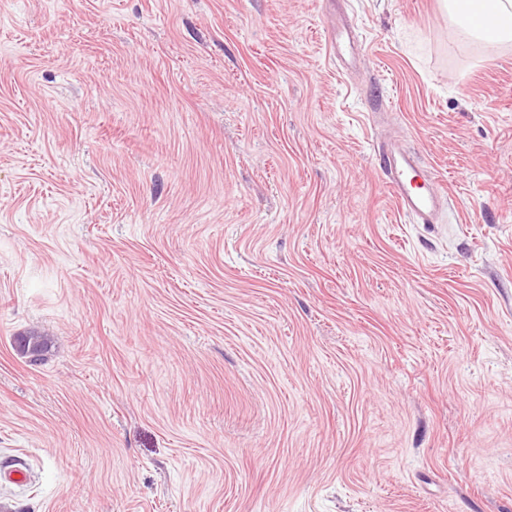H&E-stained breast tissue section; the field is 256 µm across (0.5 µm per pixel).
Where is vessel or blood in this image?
Here are the masks:
<instances>
[{
	"instance_id": "vessel-or-blood-1",
	"label": "vessel or blood",
	"mask_w": 512,
	"mask_h": 512,
	"mask_svg": "<svg viewBox=\"0 0 512 512\" xmlns=\"http://www.w3.org/2000/svg\"><path fill=\"white\" fill-rule=\"evenodd\" d=\"M328 46L332 53L357 58L361 47L341 27L331 30ZM378 166L391 188L401 214L413 224L438 223L446 205V196L435 186L431 170L412 148L391 145L378 150Z\"/></svg>"
}]
</instances>
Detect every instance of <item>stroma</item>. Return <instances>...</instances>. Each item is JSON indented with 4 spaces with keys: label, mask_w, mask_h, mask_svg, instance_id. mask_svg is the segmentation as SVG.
Instances as JSON below:
<instances>
[{
    "label": "stroma",
    "mask_w": 512,
    "mask_h": 512,
    "mask_svg": "<svg viewBox=\"0 0 512 512\" xmlns=\"http://www.w3.org/2000/svg\"><path fill=\"white\" fill-rule=\"evenodd\" d=\"M0 512H512V46L439 0H0ZM328 46L333 55L347 54L350 61L356 60L362 48V46L350 36L346 29L338 26H336V28L333 27L328 34ZM375 156L400 213L412 224H437L447 198L437 191L433 174L420 154L409 147L391 145L379 149ZM17 347L20 355L27 359L29 358L28 362L36 364L44 360L45 353L48 350V339L46 336L30 333L27 336H19L17 338ZM35 353L40 355L39 360H30L31 356Z\"/></svg>",
    "instance_id": "stroma-1"
}]
</instances>
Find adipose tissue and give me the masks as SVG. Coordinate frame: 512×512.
I'll list each match as a JSON object with an SVG mask.
<instances>
[{"label":"adipose tissue","mask_w":512,"mask_h":512,"mask_svg":"<svg viewBox=\"0 0 512 512\" xmlns=\"http://www.w3.org/2000/svg\"><path fill=\"white\" fill-rule=\"evenodd\" d=\"M459 36L493 51L512 45V0H443Z\"/></svg>","instance_id":"obj_1"}]
</instances>
